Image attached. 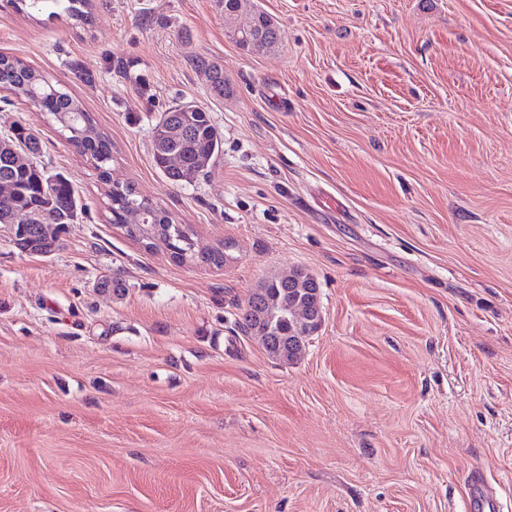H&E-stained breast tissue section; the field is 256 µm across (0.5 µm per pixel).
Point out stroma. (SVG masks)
<instances>
[{"mask_svg": "<svg viewBox=\"0 0 512 512\" xmlns=\"http://www.w3.org/2000/svg\"><path fill=\"white\" fill-rule=\"evenodd\" d=\"M91 3L0 0V54L112 141L104 180L0 91L85 207L50 253L0 238V512H512V0H244L282 29L249 53L217 0ZM190 101L224 148L175 185L152 127ZM113 181L224 267L129 239ZM297 268L323 321L285 364L238 322ZM196 66L199 70L208 75L215 96L224 98V96L229 94L230 87L227 79L224 78L223 68L204 57H199V59L196 60Z\"/></svg>", "mask_w": 512, "mask_h": 512, "instance_id": "1", "label": "stroma"}]
</instances>
